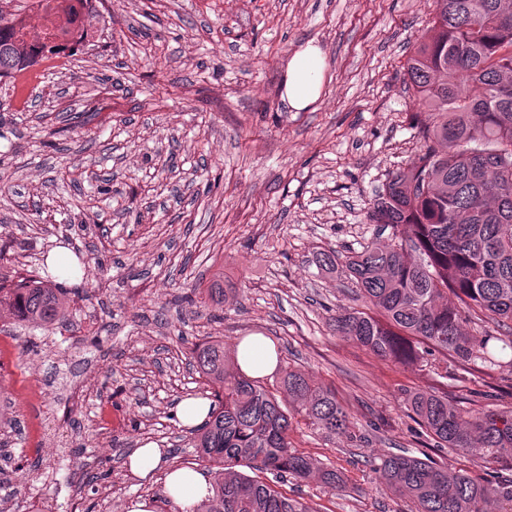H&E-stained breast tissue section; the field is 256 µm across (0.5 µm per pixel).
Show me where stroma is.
Segmentation results:
<instances>
[{
  "label": "stroma",
  "mask_w": 512,
  "mask_h": 512,
  "mask_svg": "<svg viewBox=\"0 0 512 512\" xmlns=\"http://www.w3.org/2000/svg\"><path fill=\"white\" fill-rule=\"evenodd\" d=\"M432 0H100L94 38L36 79H0V275L41 270L59 246L91 264L65 323L0 327L16 336L0 367V512H129L166 502L162 476L124 462L157 443L171 463L204 469L176 404L204 385L190 350L207 337L234 352L269 338L279 363L336 393L354 438L294 425L297 453L336 469L276 490L313 512H411L379 471L388 454L429 458L477 483L512 466L477 451L430 447L406 395L458 408L512 406V352L494 370L435 354L403 366L336 334L362 302L318 253L346 255L377 232L367 212L393 171L413 161L419 107L404 67ZM314 41L326 57L316 110L281 102L288 56ZM223 272L232 290L210 309L183 302ZM40 391L23 404L7 380ZM40 421L44 446L25 430Z\"/></svg>",
  "instance_id": "obj_1"
}]
</instances>
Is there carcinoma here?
Masks as SVG:
<instances>
[{
	"mask_svg": "<svg viewBox=\"0 0 512 512\" xmlns=\"http://www.w3.org/2000/svg\"><path fill=\"white\" fill-rule=\"evenodd\" d=\"M427 34L406 63L425 123L414 126L421 154L389 177L367 220L390 230L344 256L342 270L362 309H342L333 329L373 354L411 363L439 352L493 368L496 349L512 350V0H432ZM18 23L0 14V77L32 63ZM67 289L38 274L0 277V310L45 329L64 317ZM224 302V276L206 288L205 305ZM469 318L477 334L462 331ZM210 389L212 409L194 429L192 446L209 464L214 494L197 512H311L238 468L275 477L319 479L335 495L340 473L292 450L299 416L331 436L352 437L347 409L328 387L303 372L282 369L270 388L228 368L224 342L191 351ZM413 420L439 448L478 450L512 464V407L464 413L445 397L411 392ZM390 493L416 512H484L488 499L512 512V483L479 485L430 459L390 455L380 464Z\"/></svg>",
	"mask_w": 512,
	"mask_h": 512,
	"instance_id": "carcinoma-1",
	"label": "carcinoma"
}]
</instances>
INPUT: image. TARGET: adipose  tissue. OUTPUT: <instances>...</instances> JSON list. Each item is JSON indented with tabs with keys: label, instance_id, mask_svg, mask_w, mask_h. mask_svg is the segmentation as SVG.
I'll return each mask as SVG.
<instances>
[{
	"label": "adipose tissue",
	"instance_id": "adipose-tissue-1",
	"mask_svg": "<svg viewBox=\"0 0 512 512\" xmlns=\"http://www.w3.org/2000/svg\"><path fill=\"white\" fill-rule=\"evenodd\" d=\"M325 68L324 53L314 42H307L289 56L281 95L288 111L303 112L319 101ZM238 362L241 370L250 376L265 375L276 365L273 346L261 336L248 338L238 346ZM125 466L143 481L151 480L155 473H163L166 493L185 510L210 494L209 477L194 468L169 466L166 449L157 445L146 444L131 449Z\"/></svg>",
	"mask_w": 512,
	"mask_h": 512
}]
</instances>
